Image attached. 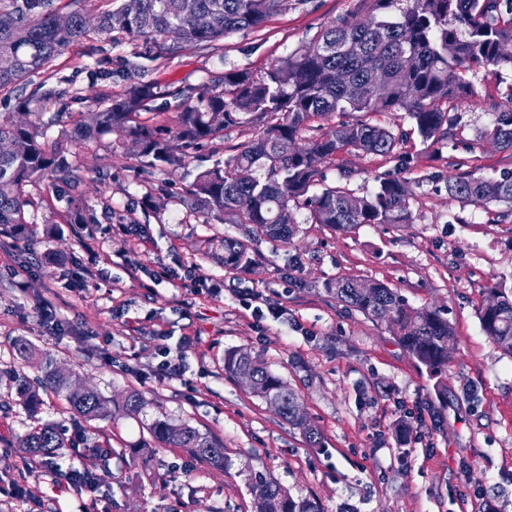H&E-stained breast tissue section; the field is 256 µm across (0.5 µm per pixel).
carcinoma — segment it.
Instances as JSON below:
<instances>
[{
  "label": "carcinoma",
  "instance_id": "cac0c4a2",
  "mask_svg": "<svg viewBox=\"0 0 512 512\" xmlns=\"http://www.w3.org/2000/svg\"><path fill=\"white\" fill-rule=\"evenodd\" d=\"M61 0H0V93L13 94L24 79L42 71L69 46L95 34L141 42L155 53H173L181 44L210 47L236 32L260 27L281 0H119L116 8L97 14L95 22ZM375 15L364 26L357 17L327 26L317 38L284 61L256 76L230 70L212 84L179 92L180 109L170 126L157 125L145 110L157 97L154 85L134 83L121 93L105 92L98 109L57 112L48 121L31 112L29 99L17 98L15 111L0 114V235L18 241L32 235L26 219L31 199L26 187L40 181L75 187L63 143L48 128L67 119L68 141H95L118 131L135 148L138 173L193 176L179 201L218 224H246V237L289 243L296 235L294 211H308L307 222L341 230L363 224L395 227L413 223L408 182L388 175L360 196L344 186L320 185L323 168L339 153L352 150L390 155L404 132L374 124L376 112H403L422 141L436 146L453 135L459 124L456 103L479 96L466 79L474 67L497 76L512 70V56L502 46L512 43V0H373ZM68 17L61 26L60 16ZM413 56L414 69L404 58ZM508 106L495 108L489 125L476 130L480 139L512 151V92ZM358 113L318 136L312 121L336 113ZM35 119H29V116ZM252 125L254 137L222 162L190 173L191 151L224 136V129ZM280 139L302 140L299 154L285 157ZM288 180L291 196L282 197L278 184ZM448 196L473 205L512 206V172L487 177L475 171L450 174ZM224 266L247 268L253 263L247 242L224 236ZM327 293L364 316L387 323L398 343L433 376L447 374L455 346L453 328L443 310L416 307L395 288L380 281L342 278L325 284ZM495 298L479 312L481 327L496 348L512 356V288L491 284ZM47 388L65 397L74 416L85 422L114 423L140 413L141 393L126 395L120 405L94 390L71 388V373L46 354L40 365ZM224 373L250 378L251 394L277 406L278 415L302 432L313 448L321 436L305 418L298 395L244 350L224 356ZM19 403L29 413L40 406L27 376L5 372ZM149 430L155 442L185 448L201 460L224 467V446L187 424L155 420ZM70 439L58 426L43 424L25 432L18 447L30 457L56 456ZM248 485L254 512H321L318 503L294 497L265 474L255 471Z\"/></svg>",
  "mask_w": 512,
  "mask_h": 512
}]
</instances>
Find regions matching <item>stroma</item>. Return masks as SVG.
I'll return each instance as SVG.
<instances>
[{"mask_svg":"<svg viewBox=\"0 0 512 512\" xmlns=\"http://www.w3.org/2000/svg\"><path fill=\"white\" fill-rule=\"evenodd\" d=\"M353 12L369 17L370 0H281L262 26L229 35L217 48L187 45L155 58L141 43L94 36L30 76L22 95L48 116L85 112L101 92L122 93L137 79L158 87L151 110L165 121L177 110L174 89L210 84L231 69L264 74ZM469 77L480 99L459 103L460 124L447 141L429 147L405 113L378 112L375 123L407 133L395 155L344 153L325 170L328 184L360 195L375 177L397 173L399 155H412V223L342 232L307 223L300 210L293 241H252L254 262L246 269L215 258L223 236L244 238L242 225L207 223L175 198L158 212L146 207L151 188L127 138L114 132L70 146L79 179L74 196L87 223H56L65 204L40 184L27 189L35 202L26 212L32 237L0 236V371L17 364L13 343L22 338L34 348L22 364L28 375H37L48 351L77 385L117 403L135 390L147 404L114 425L78 424L66 400L45 388L38 413L29 415L1 379L0 485L25 477L26 495L0 496V512H78L90 502L95 512H254L253 471L315 499L322 512H480L486 505L512 512V357L484 334L478 316L491 279L512 286V208L453 200L445 189L455 172L512 171V152L476 137L492 108L512 99V71L495 77L477 68ZM43 83L63 91L62 103L32 100ZM253 133L250 126L225 129L192 167L228 158ZM344 168L354 172L350 181L340 178ZM118 224L142 232L119 234ZM91 247L99 253L93 265ZM86 267V286L71 283ZM163 267L195 268L218 291L153 284ZM345 277L381 281L413 305L445 309L456 334L447 376H431L386 323L325 291L326 282ZM46 301L56 311L53 330L39 317ZM166 348L182 356L184 380L158 377ZM240 348L298 394L321 447H310L269 404L225 375V352ZM157 419L189 423L223 443V467L154 446L148 426ZM404 420L413 431L401 439L396 428ZM41 423L73 436L55 461L65 473L92 471L93 494L65 485L51 490L45 468L17 448V436Z\"/></svg>","mask_w":512,"mask_h":512,"instance_id":"1","label":"stroma"}]
</instances>
